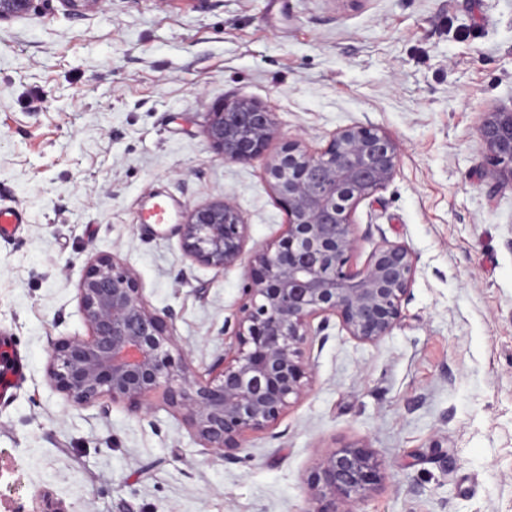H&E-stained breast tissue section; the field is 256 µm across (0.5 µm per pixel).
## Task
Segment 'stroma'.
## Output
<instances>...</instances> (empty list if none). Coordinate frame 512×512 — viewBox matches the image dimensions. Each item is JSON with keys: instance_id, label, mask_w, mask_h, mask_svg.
Wrapping results in <instances>:
<instances>
[{"instance_id": "1", "label": "stroma", "mask_w": 512, "mask_h": 512, "mask_svg": "<svg viewBox=\"0 0 512 512\" xmlns=\"http://www.w3.org/2000/svg\"><path fill=\"white\" fill-rule=\"evenodd\" d=\"M272 110L277 153L352 124L404 150L363 200L352 267L381 241L417 256L403 318L360 343L331 319L311 391L230 462L153 395L139 415L67 403L46 376L52 341L89 337L79 283L95 254L138 274L209 379L229 348L245 266L186 257L174 225L231 196L249 247L287 222L266 156L225 161L212 107ZM512 108V0H110L71 18L37 0L0 23V344L26 364L0 397V512H312L327 448L367 447L382 481L359 512H512V185L490 190L479 127ZM169 221L145 217L155 197Z\"/></svg>"}]
</instances>
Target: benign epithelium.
I'll use <instances>...</instances> for the list:
<instances>
[{
	"label": "benign epithelium",
	"mask_w": 512,
	"mask_h": 512,
	"mask_svg": "<svg viewBox=\"0 0 512 512\" xmlns=\"http://www.w3.org/2000/svg\"><path fill=\"white\" fill-rule=\"evenodd\" d=\"M35 0H0V22L27 15ZM74 18L101 10L106 0H62ZM205 133L229 162L266 153L278 136L274 113L245 98L209 113ZM480 137L487 151L483 177L491 187L512 183V109L486 113ZM401 144L384 130L352 124L338 129L319 151L295 140L266 166L268 183L288 224L274 243L246 253L248 225L236 202L217 198L189 209L178 225L187 257L228 269L248 260L245 301L235 322V352L217 357V375L203 380L193 352L172 333L173 313L146 300L136 272L111 253L88 262L79 283L90 336L52 344L46 375L76 407L108 397L150 413V394L180 413L203 447L239 461L248 435L272 426L290 399L306 394L315 364L305 355L330 318L353 339L376 344L402 318L417 271L405 243H379L360 268L350 261L359 247L352 213L393 179ZM318 324H313V321ZM380 480L363 446L326 450L311 482L320 512H355Z\"/></svg>",
	"instance_id": "7a95c632"
}]
</instances>
